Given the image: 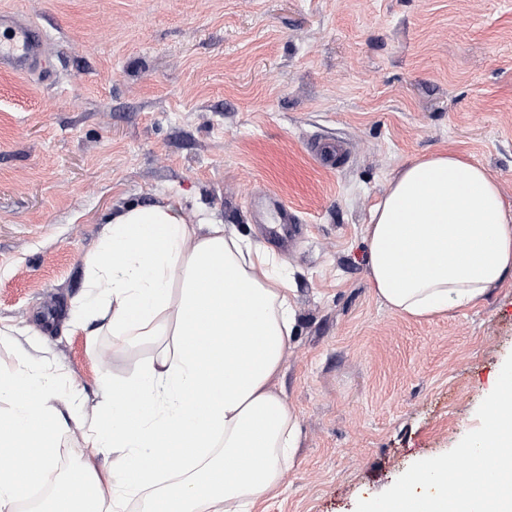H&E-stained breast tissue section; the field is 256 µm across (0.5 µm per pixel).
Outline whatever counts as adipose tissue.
Masks as SVG:
<instances>
[{"mask_svg":"<svg viewBox=\"0 0 512 512\" xmlns=\"http://www.w3.org/2000/svg\"><path fill=\"white\" fill-rule=\"evenodd\" d=\"M375 295L426 318L474 305L512 278V206L484 166L453 152L405 165L366 226ZM74 328L106 323L115 349L158 343L139 374L100 393L82 426L88 458L38 512H256L277 492L300 438L277 381L295 316L287 270L269 250L180 202L113 213L87 257ZM57 375L30 362L0 376V454L51 471L68 421ZM108 459L105 467L98 458Z\"/></svg>","mask_w":512,"mask_h":512,"instance_id":"obj_1","label":"adipose tissue"}]
</instances>
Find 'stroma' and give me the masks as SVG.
<instances>
[{
	"mask_svg": "<svg viewBox=\"0 0 512 512\" xmlns=\"http://www.w3.org/2000/svg\"><path fill=\"white\" fill-rule=\"evenodd\" d=\"M46 28L47 80L0 72V373L56 370L98 416L153 356L71 325L87 256L129 203L178 200L264 246L265 198L299 218L276 257L296 323L278 385L300 425L262 512H355L448 452L512 354V279L430 320L373 293L366 225L410 161L453 151L512 203V0H0ZM345 143L328 166L316 138Z\"/></svg>",
	"mask_w": 512,
	"mask_h": 512,
	"instance_id": "obj_1",
	"label": "stroma"
}]
</instances>
